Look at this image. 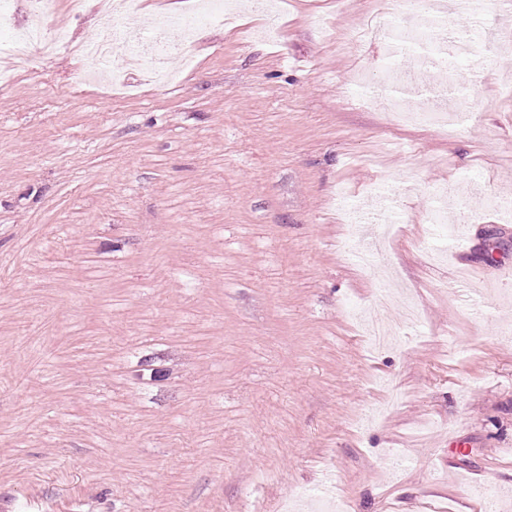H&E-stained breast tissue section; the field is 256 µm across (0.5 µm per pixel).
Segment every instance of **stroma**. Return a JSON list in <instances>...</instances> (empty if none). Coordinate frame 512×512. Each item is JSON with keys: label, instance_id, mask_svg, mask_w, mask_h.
I'll return each instance as SVG.
<instances>
[{"label": "stroma", "instance_id": "stroma-1", "mask_svg": "<svg viewBox=\"0 0 512 512\" xmlns=\"http://www.w3.org/2000/svg\"><path fill=\"white\" fill-rule=\"evenodd\" d=\"M137 0L123 18L192 12ZM371 0L244 5L202 29L177 81L106 97L83 62L33 54L0 94V505L26 512H512V52L481 75L487 108L452 135L392 123L415 87L376 77L383 43H357ZM49 27L89 43L99 0ZM454 238L429 237L435 189ZM368 223L337 216L344 191ZM370 249L373 268L343 241ZM420 319L369 348L360 317Z\"/></svg>", "mask_w": 512, "mask_h": 512}]
</instances>
